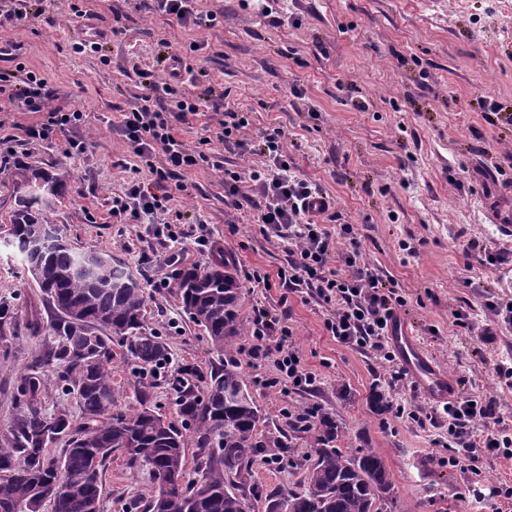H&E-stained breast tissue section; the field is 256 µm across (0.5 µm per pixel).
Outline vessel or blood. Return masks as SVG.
Segmentation results:
<instances>
[{"mask_svg":"<svg viewBox=\"0 0 512 512\" xmlns=\"http://www.w3.org/2000/svg\"><path fill=\"white\" fill-rule=\"evenodd\" d=\"M388 340L397 361L420 395L441 406L461 392L459 381L450 376L410 328L403 313L389 322Z\"/></svg>","mask_w":512,"mask_h":512,"instance_id":"vessel-or-blood-1","label":"vessel or blood"}]
</instances>
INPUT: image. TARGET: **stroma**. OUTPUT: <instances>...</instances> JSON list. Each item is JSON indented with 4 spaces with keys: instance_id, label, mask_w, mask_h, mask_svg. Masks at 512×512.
I'll return each instance as SVG.
<instances>
[{
    "instance_id": "35a3bbf8",
    "label": "stroma",
    "mask_w": 512,
    "mask_h": 512,
    "mask_svg": "<svg viewBox=\"0 0 512 512\" xmlns=\"http://www.w3.org/2000/svg\"><path fill=\"white\" fill-rule=\"evenodd\" d=\"M79 0H44L53 24L33 19L0 30V70L16 63L40 73L59 105L94 113V125L72 128L68 139L86 141L87 153L68 155V139L43 146L17 143L0 166V222L12 205L10 175L30 163L64 178L65 193L49 218L79 249H93L125 263L147 287L143 332L161 337L168 362L139 372L128 341L112 340V382L117 405L147 404L181 424L176 400L185 367L224 368V356L182 311L175 288L157 287L170 276L166 256L207 268L232 256L242 281V318L256 309L287 318L290 343L314 388L265 386L272 364L253 360L247 330L236 358L261 410L259 430L285 429L284 412L308 407L331 413L349 454L374 449L392 482V512H512L502 498L474 499L468 490L512 485V459L484 452L478 471L448 466L435 428L421 426L371 404L384 392L393 405H422L409 379L392 382L387 362L372 352L338 343L324 322L332 308L314 291L288 293L257 286L248 272L277 274L287 266L288 242L263 235L257 214L236 209L224 196V174L198 168L173 205L184 221L161 235L153 224H116L112 196L121 192L131 160L117 124L150 81L168 80L162 49L194 54L216 93L247 114L249 135L278 128L298 177L333 197L342 223L356 225L362 262L393 280L410 325L426 348L461 384V394L493 400L497 428L512 430V385L498 376L512 364V323L486 307L512 299V235L490 222L484 200L512 188V0H281L282 22L270 26L257 6L238 0H200L216 14L215 26L186 32L155 14L150 0H96L100 26L121 13L126 40H108L105 56L72 52ZM205 47L191 52L190 44ZM206 246H199L198 236ZM498 253L504 263H489ZM0 446L21 405L14 398L21 376L45 380L47 413H81L73 378L52 359L54 314L31 278L25 260L0 246ZM469 314L459 327L456 311ZM309 436L298 434L291 451L258 448L250 482L264 493L298 492L309 464ZM102 512H137L153 495L147 469L115 451L101 472Z\"/></svg>"
}]
</instances>
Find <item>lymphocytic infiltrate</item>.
I'll list each match as a JSON object with an SVG mask.
<instances>
[{
    "label": "lymphocytic infiltrate",
    "mask_w": 512,
    "mask_h": 512,
    "mask_svg": "<svg viewBox=\"0 0 512 512\" xmlns=\"http://www.w3.org/2000/svg\"><path fill=\"white\" fill-rule=\"evenodd\" d=\"M153 2L155 11L182 29L206 28L215 22L213 13L200 10L197 0ZM199 76L187 60L174 57L171 82L153 85L152 95L123 113L118 127L129 150L145 162L150 175L131 177L124 190L113 196V219L119 224L141 219L161 223L163 215L172 210L175 192L184 188V174L209 163L212 141H220L225 152L259 157V165L250 169H225L224 194L237 208L257 210L268 237L294 242L287 269L276 275L281 287L291 291L314 289L323 303L333 307L325 328L337 342L394 362L396 356L386 342L387 330L391 317L405 300L393 284L361 262L360 239L353 225L344 224L339 233L331 232L330 223L338 219L332 205L324 203L317 210L309 209V199L321 195L322 190L295 174L281 131L272 130L256 140L247 138L244 130L248 118L227 108L223 98L218 97L213 109L223 112L224 117L216 137H200L192 148L177 139V125L187 123L189 117L200 112L202 97L196 92ZM0 97L17 110L41 116L40 121L21 127L19 134L0 137V152L7 156L12 154L15 140L38 146L51 141L54 133L90 122L89 113L58 106L57 95L47 79L21 62L14 70L0 72ZM340 241L345 244L341 250L336 247ZM253 325L256 343L252 356L273 357L282 383L295 388L313 387L316 375L303 367L288 342V330H277L274 320L262 310L256 311ZM391 413L433 427L440 420H447L448 437L442 445L448 450L451 465L475 467L485 449L512 458L511 432L501 429L480 436L474 432L478 422L492 418V401L461 397L430 412L409 411L398 405L392 407Z\"/></svg>",
    "instance_id": "lymphocytic-infiltrate-1"
}]
</instances>
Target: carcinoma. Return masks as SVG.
Here are the masks:
<instances>
[{
	"mask_svg": "<svg viewBox=\"0 0 512 512\" xmlns=\"http://www.w3.org/2000/svg\"><path fill=\"white\" fill-rule=\"evenodd\" d=\"M41 184L45 195L28 192ZM63 179L28 165L13 175V199L6 244L23 255L28 270L57 315L52 359L75 373L74 389L83 422L65 413L48 415L41 406L44 379L26 374L17 385L22 408L7 446H0V512H34L48 502L52 512H101L100 470L112 451L122 448L133 465L145 467L156 482L146 512H251L246 486L255 448H292L285 433L273 439L259 433L260 410L235 358L243 335L242 286L230 262L208 269L186 267L176 279L183 312L224 354V372L211 373L201 392L192 378L179 391L178 412L194 425L198 447L207 450L189 477L184 435L172 422L145 405L131 414L115 410L112 385V336L130 340L141 369L154 371L167 361L156 336L142 334L147 295L122 262L96 250H78L51 223L48 210L63 198ZM44 236L42 251L31 250ZM311 464L303 490L271 492L270 504L286 499L288 512H388L392 484L380 455L372 449L347 454L338 448L336 421L319 412L311 422ZM66 436L59 457L49 444Z\"/></svg>",
	"mask_w": 512,
	"mask_h": 512,
	"instance_id": "carcinoma-1",
	"label": "carcinoma"
}]
</instances>
